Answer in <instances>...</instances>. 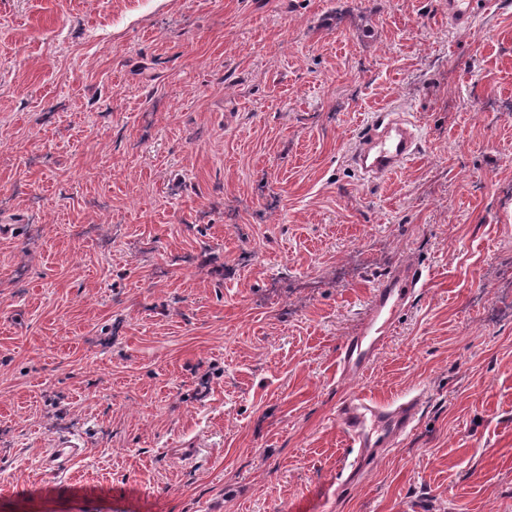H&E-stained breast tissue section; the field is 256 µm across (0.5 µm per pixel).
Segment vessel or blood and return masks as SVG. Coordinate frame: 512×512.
Segmentation results:
<instances>
[{"label": "vessel or blood", "mask_w": 512, "mask_h": 512, "mask_svg": "<svg viewBox=\"0 0 512 512\" xmlns=\"http://www.w3.org/2000/svg\"><path fill=\"white\" fill-rule=\"evenodd\" d=\"M484 0H444L448 18L463 24L474 17ZM419 147L417 132L406 114L388 108L373 113L353 145L350 161L365 177L381 180L394 175L409 162ZM423 272L399 266L388 272L372 289L367 309L357 329L340 345L338 366L344 377L363 375L416 289L424 287ZM417 399L381 402L367 395L343 401L336 410V424L356 450L348 476L336 485L337 495L357 488L382 457L408 435L417 416Z\"/></svg>", "instance_id": "b4317fda"}]
</instances>
